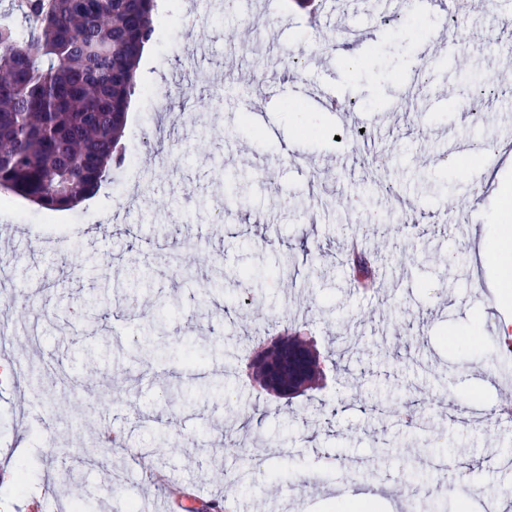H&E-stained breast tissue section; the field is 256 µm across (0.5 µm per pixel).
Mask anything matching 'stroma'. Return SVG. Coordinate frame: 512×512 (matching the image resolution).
<instances>
[{
	"label": "stroma",
	"mask_w": 512,
	"mask_h": 512,
	"mask_svg": "<svg viewBox=\"0 0 512 512\" xmlns=\"http://www.w3.org/2000/svg\"><path fill=\"white\" fill-rule=\"evenodd\" d=\"M160 0V24L137 68L121 139L124 164L112 184L65 211L0 192V225L19 224L23 241L0 242L12 289L0 296L17 335L39 408L26 414L15 373L0 375V503L42 512H144L159 481L135 457L146 454L178 490L180 512L222 503L232 512H339L341 489L380 495L393 512H429L424 488L442 480L456 512L462 484L512 483V434L483 415L512 385L487 383L488 360L512 378V354L494 349L512 321V301L494 308L497 287L484 238L460 228L499 219L501 183H512V148L495 116L512 114V90L482 96L481 116L465 108L461 68L494 78L512 67V0L457 23L455 52L435 44L442 14L407 0L400 22L383 26L384 5L319 0L317 14L295 0ZM355 40H346V31ZM208 50L183 58L185 48ZM305 84L290 98L263 86L273 73ZM251 74L260 116L214 83ZM323 91L352 112L315 102ZM221 104H211V97ZM296 100L297 110L284 104ZM205 129L180 123V101ZM372 136L355 155L349 133ZM491 142L499 162L474 190V145ZM385 169L388 190L372 180ZM242 195L226 192L234 172ZM363 225L376 288L355 287L346 242ZM182 244V264L169 259ZM74 257L62 266L57 259ZM165 318V335L149 327ZM304 326L322 379L287 400L253 392L241 374L256 336ZM224 378L215 397L183 374L189 354ZM62 365L78 387L51 382ZM187 399L166 400L172 379ZM468 402L458 419L449 400ZM421 407L424 429L405 427L401 406ZM253 423L243 445L225 425ZM101 463L84 462L89 442ZM119 461L111 482L105 458ZM74 467L79 482L58 484ZM23 478H16V471Z\"/></svg>",
	"instance_id": "stroma-1"
}]
</instances>
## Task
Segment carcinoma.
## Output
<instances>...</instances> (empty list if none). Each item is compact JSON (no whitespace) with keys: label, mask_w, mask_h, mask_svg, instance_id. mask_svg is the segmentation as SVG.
Here are the masks:
<instances>
[{"label":"carcinoma","mask_w":512,"mask_h":512,"mask_svg":"<svg viewBox=\"0 0 512 512\" xmlns=\"http://www.w3.org/2000/svg\"><path fill=\"white\" fill-rule=\"evenodd\" d=\"M156 9V0H19L17 19L0 22V189L69 210L112 178ZM301 335L261 340L245 375L261 390L297 377L290 358L312 357Z\"/></svg>","instance_id":"carcinoma-1"}]
</instances>
